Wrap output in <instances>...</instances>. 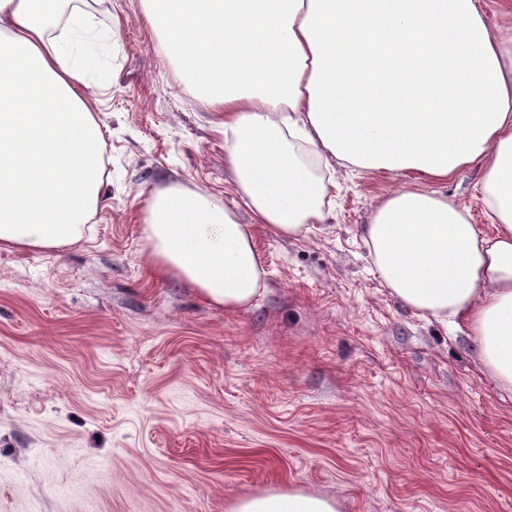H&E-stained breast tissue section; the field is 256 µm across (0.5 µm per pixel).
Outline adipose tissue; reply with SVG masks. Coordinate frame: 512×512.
<instances>
[{
    "mask_svg": "<svg viewBox=\"0 0 512 512\" xmlns=\"http://www.w3.org/2000/svg\"><path fill=\"white\" fill-rule=\"evenodd\" d=\"M102 0H0V248L78 242L102 193L105 142L87 96L119 18ZM184 92L215 114L224 165L256 223L297 239L325 223L335 165L414 175L363 236L403 307L463 321L485 373L512 389V35L477 0H141ZM481 165L494 226L435 190ZM149 267L228 312L266 270L249 225L210 193L171 183L144 213ZM233 512H337L309 492L239 499Z\"/></svg>",
    "mask_w": 512,
    "mask_h": 512,
    "instance_id": "obj_1",
    "label": "adipose tissue"
}]
</instances>
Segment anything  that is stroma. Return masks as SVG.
Here are the masks:
<instances>
[{
  "instance_id": "35a3bbf8",
  "label": "stroma",
  "mask_w": 512,
  "mask_h": 512,
  "mask_svg": "<svg viewBox=\"0 0 512 512\" xmlns=\"http://www.w3.org/2000/svg\"><path fill=\"white\" fill-rule=\"evenodd\" d=\"M117 49L88 96L111 171L83 238L0 250V512H230L300 490L338 512H512V392L465 324L381 285L362 227L404 173L337 168L331 217L296 240L254 223L213 114L141 18L105 0ZM478 168L439 191L483 233ZM171 182L238 209L267 290L246 312L150 274L143 214Z\"/></svg>"
}]
</instances>
